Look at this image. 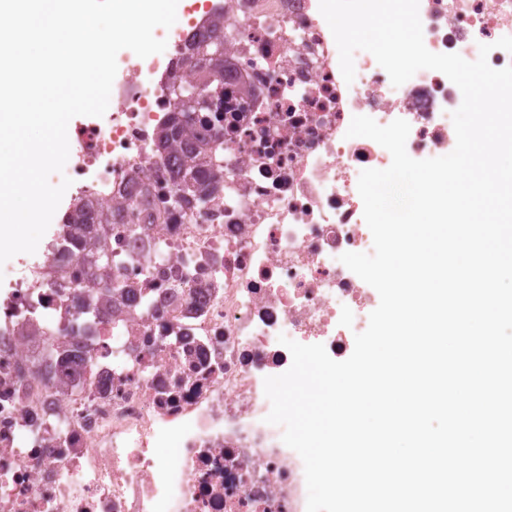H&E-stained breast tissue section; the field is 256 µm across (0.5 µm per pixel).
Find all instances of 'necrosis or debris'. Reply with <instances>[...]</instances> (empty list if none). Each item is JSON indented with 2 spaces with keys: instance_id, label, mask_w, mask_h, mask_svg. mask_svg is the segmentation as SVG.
Segmentation results:
<instances>
[{
  "instance_id": "4bbe7bcc",
  "label": "necrosis or debris",
  "mask_w": 512,
  "mask_h": 512,
  "mask_svg": "<svg viewBox=\"0 0 512 512\" xmlns=\"http://www.w3.org/2000/svg\"><path fill=\"white\" fill-rule=\"evenodd\" d=\"M223 16L221 194L167 212L172 180L154 137L170 80L190 78L188 41ZM427 49L512 65V0H419ZM163 53L117 55L104 116L70 136L69 199L111 210L97 225L128 286L101 288L82 247L47 230L21 274L0 278V512H306L304 464L266 423L264 380L291 354L279 335L351 353L372 287L340 261L369 253L362 170L388 150L347 137L356 115L409 123L416 160L447 154L460 89L436 70L400 87L372 54L346 83L319 0H205L157 31Z\"/></svg>"
}]
</instances>
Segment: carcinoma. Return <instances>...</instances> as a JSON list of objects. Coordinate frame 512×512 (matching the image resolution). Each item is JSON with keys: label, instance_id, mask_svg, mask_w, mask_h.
I'll list each match as a JSON object with an SVG mask.
<instances>
[{"label": "carcinoma", "instance_id": "cac0c4a2", "mask_svg": "<svg viewBox=\"0 0 512 512\" xmlns=\"http://www.w3.org/2000/svg\"><path fill=\"white\" fill-rule=\"evenodd\" d=\"M224 19L207 22L199 32L193 34L190 43V66L194 80L171 89L173 110L166 122L159 128L155 146L157 151L166 154L173 161L172 172L175 191L171 203L173 207L201 209L207 207L219 193L224 182L221 168L216 164L217 148L211 146L200 151L194 145L196 125H210V120L186 119L179 104V95L199 85L215 91L224 88ZM112 223V213H105L85 203L72 209L64 223L62 233L69 240H84L91 224Z\"/></svg>", "mask_w": 512, "mask_h": 512}]
</instances>
